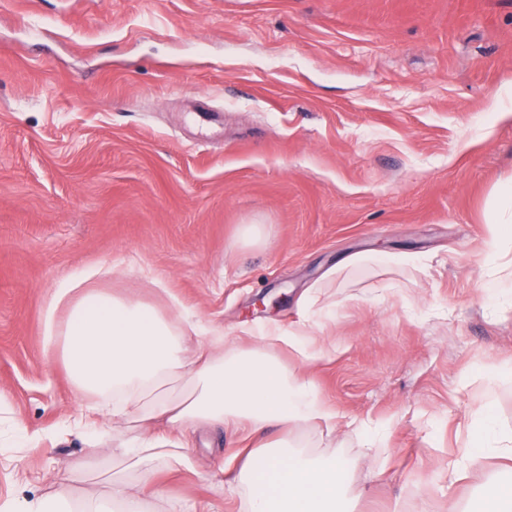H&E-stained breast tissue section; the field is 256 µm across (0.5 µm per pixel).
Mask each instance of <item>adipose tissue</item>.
I'll return each mask as SVG.
<instances>
[{"mask_svg":"<svg viewBox=\"0 0 512 512\" xmlns=\"http://www.w3.org/2000/svg\"><path fill=\"white\" fill-rule=\"evenodd\" d=\"M488 265L499 266L512 236V194L502 193L487 217ZM93 272L59 285L47 318V351L63 364L73 386L88 396L77 421L87 442L100 447L101 420L112 417L134 433L113 456L150 475L157 466L190 467L183 432L199 425H233L281 432L333 428L338 414L312 382L292 374L267 350L288 346L301 362L327 358L307 328L286 332L267 326L259 344L225 350L224 333L207 329L187 311L169 318L150 305L90 287ZM199 337L187 354V333ZM479 413L486 433L479 447L449 456L448 482L465 479L482 455L512 461V431L498 429L490 405ZM236 483L247 491V512H349L342 460H316L277 445L249 449ZM0 512H145L126 483L110 479L103 496H75L67 487L0 506Z\"/></svg>","mask_w":512,"mask_h":512,"instance_id":"adipose-tissue-1","label":"adipose tissue"}]
</instances>
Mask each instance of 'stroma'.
I'll use <instances>...</instances> for the list:
<instances>
[{
  "instance_id": "stroma-1",
  "label": "stroma",
  "mask_w": 512,
  "mask_h": 512,
  "mask_svg": "<svg viewBox=\"0 0 512 512\" xmlns=\"http://www.w3.org/2000/svg\"><path fill=\"white\" fill-rule=\"evenodd\" d=\"M511 183L512 0H0V503L110 471L148 512H246L221 464L270 434L196 427L192 468L146 485L74 427L47 298L103 266L97 287L242 349L308 326L326 359L270 352L340 420L291 441L345 462L356 512H477L512 474L452 486L445 460L485 397L512 428V293L483 261ZM373 252L421 263L327 279Z\"/></svg>"
}]
</instances>
